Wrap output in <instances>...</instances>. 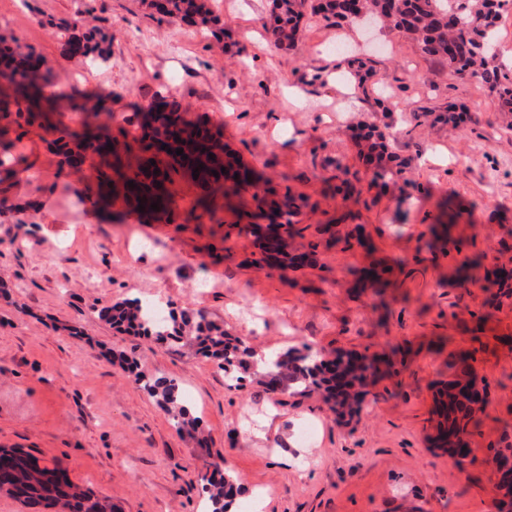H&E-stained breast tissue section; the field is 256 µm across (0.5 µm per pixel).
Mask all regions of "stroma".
Masks as SVG:
<instances>
[{"label": "stroma", "instance_id": "stroma-1", "mask_svg": "<svg viewBox=\"0 0 512 512\" xmlns=\"http://www.w3.org/2000/svg\"><path fill=\"white\" fill-rule=\"evenodd\" d=\"M209 5L217 37L160 21L152 0H0V37L78 76L45 128L0 119V448L58 464L113 512H205L200 477L219 454L238 505L261 486L266 512H495L490 460L512 436V296L493 298L487 276L512 270V129L479 79L453 76L398 30L368 41L309 14L289 51L268 39V0ZM80 20L111 35L108 62L61 56L56 25ZM161 96L221 129L267 198H301L283 243L293 266L258 263L241 231L258 221L252 192L229 193L223 223L200 224L188 215L199 189L184 179L169 222L134 220L105 199L99 157L73 168L49 147L84 122L77 100L105 98L111 128L131 131ZM451 106L470 121L434 122ZM361 125L388 135L403 173L372 183L351 139ZM437 221L448 232L435 241ZM371 267L380 284L359 281ZM157 293L167 312L202 311L259 353L376 355L393 370L352 418L316 395L279 405L195 350L97 315ZM463 353L489 404L460 465L434 436L437 391ZM130 362L179 385L197 430L177 429Z\"/></svg>", "mask_w": 512, "mask_h": 512}]
</instances>
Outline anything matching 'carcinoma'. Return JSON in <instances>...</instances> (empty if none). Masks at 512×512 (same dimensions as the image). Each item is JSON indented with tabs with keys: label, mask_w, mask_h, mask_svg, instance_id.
<instances>
[{
	"label": "carcinoma",
	"mask_w": 512,
	"mask_h": 512,
	"mask_svg": "<svg viewBox=\"0 0 512 512\" xmlns=\"http://www.w3.org/2000/svg\"><path fill=\"white\" fill-rule=\"evenodd\" d=\"M502 0H395L394 12L388 13L384 0H273L272 16L274 25L271 34L278 45L293 46L300 28L304 9L310 8L327 20L376 25L385 19L390 25L413 37L422 55L448 66L453 75L464 78L478 77L493 97L497 111L507 118L512 117V68L504 63H494L498 56V26ZM159 14L170 23L178 21L190 26L208 24L214 19L204 4L197 0H164ZM105 40L98 30H89L83 42L75 51L94 62L105 60L107 55L100 48ZM52 76L51 70L39 69L33 64L25 72L14 73L0 70V82H6L13 92L16 117L28 125L40 119L41 99L36 97L37 88H46ZM169 130L171 138L178 141L183 154H169L157 145L159 137L152 123ZM137 144L138 155L135 165L122 164L110 126L96 129L83 126L67 129L60 134V151L65 162L77 165L71 146L90 143L95 152L115 156L113 175L100 177L114 186L119 184L125 197L134 206H144L143 212L160 219L170 211L171 196L164 185L173 183L178 176L193 175L198 170L197 182L204 190L224 186V172L213 175L210 148L207 143L214 138L213 130L173 109L164 100L154 102V115L139 125L135 131L123 132ZM133 185H128V182ZM158 204L159 210L151 209ZM298 206L289 196L283 205L276 207L270 215L271 221L283 220L287 232H292ZM190 215L201 221L222 224L219 209L205 197L195 199L189 209ZM99 316L120 329L134 320L146 335L170 339L183 346H191L197 352L216 362L224 375L240 383L245 380L243 373L254 364L256 352L245 346L237 337L230 335L224 327L205 321L204 317L193 319L183 315L178 325H169L166 319L154 320L148 308L139 300L115 304L99 311ZM263 366L256 371V382L267 386L277 385L282 393L290 396H304L312 392L322 394L326 403L337 416H353L360 410L361 396L366 393L382 372V362L375 357H360L355 364L343 366V373L349 376L346 390L336 396V373L328 363L314 354L285 352L271 360L260 359ZM472 374L468 364L459 362L456 376L448 381V387L441 393L438 431L440 443L447 447L450 457H455V448L467 445L470 425L477 423L476 416L481 409L472 405L470 398L459 389V377ZM134 382L171 416L174 424L183 429L193 425L187 408L180 403L178 386L165 377H150L142 371L134 373ZM202 492L209 505L208 512H228V505L238 491V480L227 468H222L220 478L201 476ZM0 492L16 498L29 507H61L66 512H108L110 505L96 498L91 492L71 482L65 470L59 467L40 465L39 460L21 451L0 448Z\"/></svg>",
	"instance_id": "cac0c4a2"
}]
</instances>
